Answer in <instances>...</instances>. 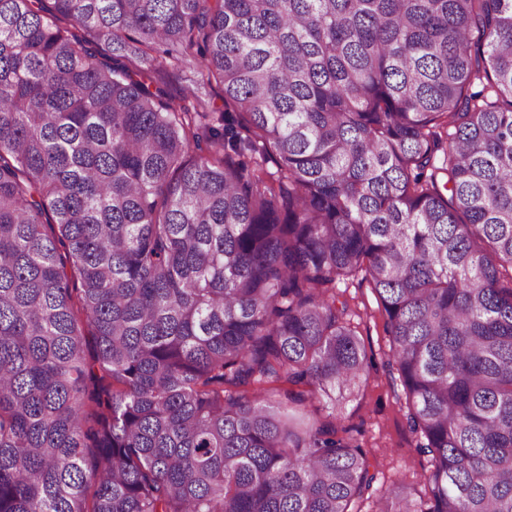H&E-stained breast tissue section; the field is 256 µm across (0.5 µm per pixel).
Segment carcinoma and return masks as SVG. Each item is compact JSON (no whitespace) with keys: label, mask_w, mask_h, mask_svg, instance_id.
I'll use <instances>...</instances> for the list:
<instances>
[{"label":"carcinoma","mask_w":512,"mask_h":512,"mask_svg":"<svg viewBox=\"0 0 512 512\" xmlns=\"http://www.w3.org/2000/svg\"><path fill=\"white\" fill-rule=\"evenodd\" d=\"M358 275L378 512H512V0H0V512H355ZM172 101L175 105L181 104L183 93L188 89H196L200 95L210 94L216 97L220 94V88L214 82L212 86L200 85L197 83V77L192 68L185 65H177L173 67L167 77ZM336 292L339 300L346 302L354 325L359 323L358 331L370 357L365 379L353 394L345 392L346 398L336 406V418L368 452L375 480L370 498L359 507L362 512H375L376 497L385 489L405 476L420 480L430 464L414 451L416 438L404 416L398 373L388 365L389 341L376 294L361 276L336 284Z\"/></svg>","instance_id":"obj_1"}]
</instances>
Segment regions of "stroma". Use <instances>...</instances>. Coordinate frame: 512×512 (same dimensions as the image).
<instances>
[{"instance_id": "obj_1", "label": "stroma", "mask_w": 512, "mask_h": 512, "mask_svg": "<svg viewBox=\"0 0 512 512\" xmlns=\"http://www.w3.org/2000/svg\"><path fill=\"white\" fill-rule=\"evenodd\" d=\"M358 325L370 357L365 379L336 407V418L367 451L375 480L362 512H375L376 496L405 477L418 478L429 469L426 457L415 450L416 438L406 418L404 394L395 368L389 367V341L384 319L370 284L354 278L336 286Z\"/></svg>"}]
</instances>
